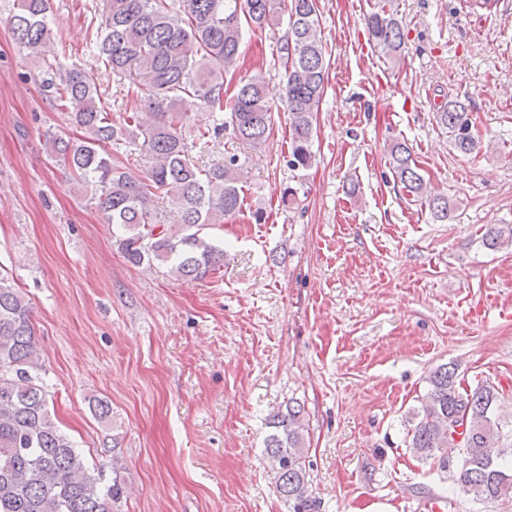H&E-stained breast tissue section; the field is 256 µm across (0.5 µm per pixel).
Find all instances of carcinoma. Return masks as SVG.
Returning <instances> with one entry per match:
<instances>
[{
    "label": "carcinoma",
    "instance_id": "carcinoma-1",
    "mask_svg": "<svg viewBox=\"0 0 512 512\" xmlns=\"http://www.w3.org/2000/svg\"><path fill=\"white\" fill-rule=\"evenodd\" d=\"M9 20L13 39L41 53L51 51L48 0H14ZM283 0H182L176 10L168 0H107L97 41L98 56L117 75L132 71L150 88L148 97L128 99L125 125L117 127L105 110L96 85L78 67L66 70L54 98L83 131L76 143L50 135L49 156L71 178L94 191L97 207L117 226L116 243L126 261L139 266L167 263L179 280L192 282L224 265V248L207 229L242 207L243 163L231 155L202 169L190 158L194 144L182 129L188 114L206 107L213 126L201 137L228 131L257 147L271 133V105L266 78L241 77L233 91L224 88L241 54L245 28L272 29L280 24ZM288 36L278 49L285 72L283 100L290 115L293 170L312 164L314 122L325 93L329 61L321 37L318 0H289ZM365 25L368 41L394 65L404 50V33L393 0H379ZM454 148L478 154L483 145L465 103L450 98L436 112ZM143 137L152 164L144 170L114 164L126 139ZM395 180L416 199L427 198L431 216L446 221L452 205L445 195L427 194L409 146L390 149ZM176 205L178 228L166 229L161 204ZM483 243L489 249L512 244V225L490 227ZM35 339L28 301L0 277V512H114L123 487L112 468L89 467L82 451L59 429L48 404L50 391ZM428 390L413 423L410 448L421 461L436 460L441 470L476 500H499L512 494V441L495 416L500 392L489 381L468 391L457 369L441 365L428 377ZM466 421L460 447L448 444V429ZM272 433L264 454L274 472L277 492L293 512H317L307 480L303 407L288 406L270 421Z\"/></svg>",
    "mask_w": 512,
    "mask_h": 512
}]
</instances>
